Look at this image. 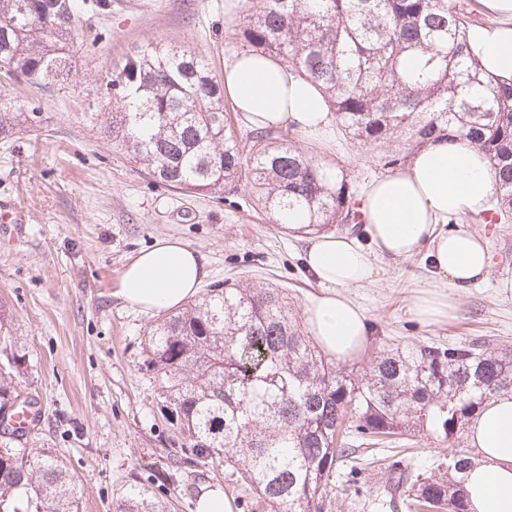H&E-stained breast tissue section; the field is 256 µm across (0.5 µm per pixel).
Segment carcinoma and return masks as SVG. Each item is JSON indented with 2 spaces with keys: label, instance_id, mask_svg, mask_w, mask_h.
Segmentation results:
<instances>
[{
  "label": "carcinoma",
  "instance_id": "1",
  "mask_svg": "<svg viewBox=\"0 0 512 512\" xmlns=\"http://www.w3.org/2000/svg\"><path fill=\"white\" fill-rule=\"evenodd\" d=\"M106 0H0V72L52 86L76 69L77 23ZM460 0H249L238 28L245 52L267 55L321 85L336 126L393 172L429 143L469 139L496 181L493 205L470 218L512 221V81L480 69ZM416 68L404 67L406 58ZM98 90L115 101L104 134L115 149L172 188L222 194L243 187L271 224L352 225L359 187L320 164L295 134L237 130L224 86L196 54L151 40L112 64ZM38 127L0 84V137ZM0 308V355L24 368ZM142 369L163 418L183 439L175 465L224 464L268 512H324L330 477L382 466L388 500L417 512H469L457 449L489 398L512 390V354L484 342L433 341L379 352L361 377L328 362L297 326L278 288L224 282L147 332ZM13 375L0 376V412L14 407ZM427 432L448 445L433 467L399 450ZM0 512H81L73 475L50 448H0ZM122 512H174L145 488Z\"/></svg>",
  "mask_w": 512,
  "mask_h": 512
}]
</instances>
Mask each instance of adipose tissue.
<instances>
[{
	"instance_id": "adipose-tissue-1",
	"label": "adipose tissue",
	"mask_w": 512,
	"mask_h": 512,
	"mask_svg": "<svg viewBox=\"0 0 512 512\" xmlns=\"http://www.w3.org/2000/svg\"><path fill=\"white\" fill-rule=\"evenodd\" d=\"M479 3L501 22L471 27L470 48L487 70L512 78V0ZM224 93L253 127L289 130L318 141L331 125L320 90L269 58L233 54L224 65ZM494 193L488 160L477 147L465 140L451 145L439 140L416 153L404 170L376 179L361 196L366 242L333 233L310 236L304 263L326 292L313 300L307 319L323 352L346 363L365 348L367 316L346 291L373 284L378 260L407 259L423 251L450 287L465 289L488 278L492 264L485 239L444 225L459 212H483ZM209 274L199 251L181 239L161 238L124 267L119 294L143 310H172L192 298ZM466 438L478 453L466 481L471 512H512V392L485 401Z\"/></svg>"
}]
</instances>
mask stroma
Here are the masks:
<instances>
[{
	"mask_svg": "<svg viewBox=\"0 0 512 512\" xmlns=\"http://www.w3.org/2000/svg\"><path fill=\"white\" fill-rule=\"evenodd\" d=\"M246 0H111L85 15L78 44L79 72L67 83H13L22 109L41 114V128L0 140V208L22 216L21 232L0 227V306L25 353L18 391L39 409L27 441L53 448L82 487V512H118L130 485L174 498L176 512L210 488L223 491L230 512H251L252 490L223 469L182 466L170 472L173 426L162 417L152 381L141 369L149 327L159 312L129 307L119 296L124 267L156 239L176 236L202 253L209 282L245 277L284 289L291 314L305 324L306 309L323 292L304 264L305 235L268 223L246 189L187 195L130 163L85 114L111 111L95 89L113 62L158 39L204 59L216 75L240 49L239 18ZM313 156L339 165L352 181L374 179L373 154L340 133L321 144L304 140ZM454 228L488 242L489 280L448 289V316L426 323L413 311L422 291L441 288L425 254L378 262L380 281L347 289L375 336L350 367L364 372L388 346L486 338L512 350V295L499 281L512 277V223ZM389 474L371 468L358 490L326 488L325 512H360L358 496L383 494Z\"/></svg>",
	"mask_w": 512,
	"mask_h": 512,
	"instance_id": "1",
	"label": "stroma"
}]
</instances>
